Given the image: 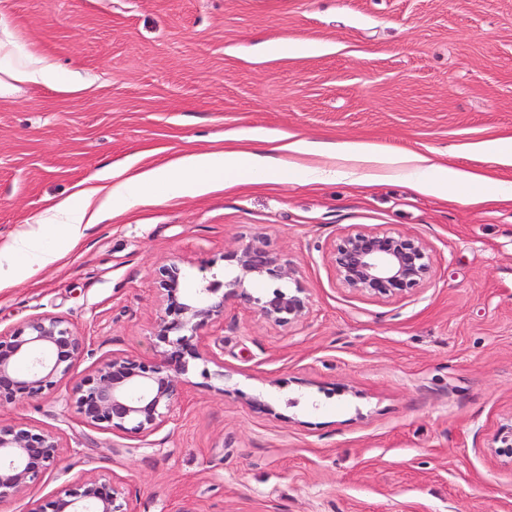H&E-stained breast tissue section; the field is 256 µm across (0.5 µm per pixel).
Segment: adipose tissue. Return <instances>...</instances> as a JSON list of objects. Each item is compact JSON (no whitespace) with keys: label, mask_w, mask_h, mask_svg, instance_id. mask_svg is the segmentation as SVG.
Masks as SVG:
<instances>
[{"label":"adipose tissue","mask_w":512,"mask_h":512,"mask_svg":"<svg viewBox=\"0 0 512 512\" xmlns=\"http://www.w3.org/2000/svg\"><path fill=\"white\" fill-rule=\"evenodd\" d=\"M285 150L286 154L282 157L238 150L191 154L145 170H136L127 180L112 185L109 189L99 186L85 189L80 202H73L69 198L62 199L51 208L49 217L39 222L38 228L47 230L60 219L69 234H78L81 225L98 223L116 204L127 201V190L132 185L156 195L171 180L176 179L185 194L193 195L218 180L228 185L258 178L284 182L287 181L289 173L297 169L296 158L300 155L326 154L356 167L382 170L411 168L416 172L412 187L424 194H456L462 189L483 186L488 182L487 177L481 173L452 168L443 170L439 176L430 177L426 174V157L385 154L362 142H345L328 148L298 140L286 144Z\"/></svg>","instance_id":"1"}]
</instances>
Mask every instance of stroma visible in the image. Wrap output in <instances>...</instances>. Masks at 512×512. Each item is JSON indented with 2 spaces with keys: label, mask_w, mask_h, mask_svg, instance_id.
<instances>
[{
  "label": "stroma",
  "mask_w": 512,
  "mask_h": 512,
  "mask_svg": "<svg viewBox=\"0 0 512 512\" xmlns=\"http://www.w3.org/2000/svg\"><path fill=\"white\" fill-rule=\"evenodd\" d=\"M289 41L314 50L265 51ZM28 60L50 80L15 81ZM284 134L423 154L493 185L464 203L417 193L406 170L173 184L78 239L37 238L49 260L0 289V333L58 316L86 350L57 393L0 407V425L61 445L0 512H38L91 477L118 481L130 512H512V458L491 449L512 423V163L475 150L512 138V0H0V245L130 157L269 151ZM352 229L422 238L430 284L383 300L344 288L329 250ZM256 236L294 269L303 322L228 299L206 339L223 378L191 365L147 437L58 401L112 354L155 358L161 265L192 293Z\"/></svg>",
  "instance_id": "1"
}]
</instances>
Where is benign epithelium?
<instances>
[{
    "label": "benign epithelium",
    "mask_w": 512,
    "mask_h": 512,
    "mask_svg": "<svg viewBox=\"0 0 512 512\" xmlns=\"http://www.w3.org/2000/svg\"><path fill=\"white\" fill-rule=\"evenodd\" d=\"M233 275L203 285L190 296L175 263L158 270L163 313L153 336L160 351L144 360L114 355L67 395L91 427L147 436L167 421L183 394L179 375L190 363H219L205 344L206 331L224 319L229 296L240 300L268 323L290 327L309 311L305 289L285 282L293 270L255 237L224 253ZM330 262L342 284L375 298H392L425 287L433 272L431 250L421 238L405 233L352 230L340 235ZM266 284L262 292L254 291ZM85 351V341L61 317L34 316L8 336L0 335V405L53 391L67 378ZM498 454L512 456V425L495 438ZM60 446L51 432L24 426H0V498L21 491L58 460ZM40 512H128L122 488L103 478L88 479L48 502Z\"/></svg>",
    "instance_id": "1"
}]
</instances>
